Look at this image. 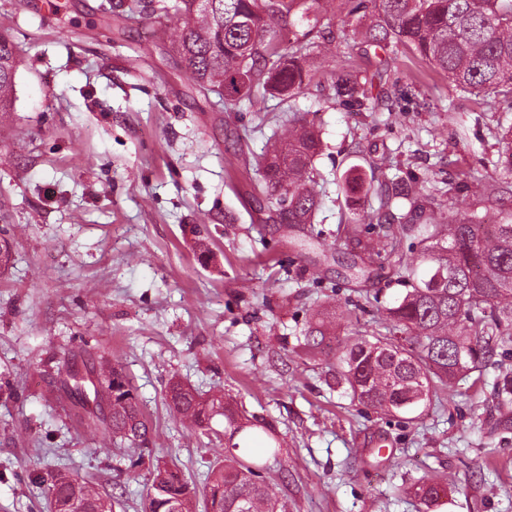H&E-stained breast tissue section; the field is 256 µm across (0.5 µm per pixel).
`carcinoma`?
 Returning <instances> with one entry per match:
<instances>
[{"mask_svg": "<svg viewBox=\"0 0 512 512\" xmlns=\"http://www.w3.org/2000/svg\"><path fill=\"white\" fill-rule=\"evenodd\" d=\"M372 22L366 42L386 48L412 47L435 69L444 72L457 89L481 98L493 107L502 102L512 110V0H369ZM161 10L169 20V50L196 88L216 90L224 110H236L255 93L291 98L310 86L317 76L310 56L327 50L331 41L319 43L320 0H171ZM16 47L0 36V112L12 110L18 68ZM336 99L360 111L365 108L358 77L351 71L330 72ZM322 140L313 122L295 112L281 133L258 160L266 195L267 220L277 223L282 210L294 224H310L320 205V174L314 161ZM501 193L493 185L473 179L463 187L480 194L484 208L499 213L486 224L477 212L437 215L442 201L423 181L409 184L394 176L376 182L360 166L342 174V191L354 224L399 225L398 233L384 238L413 240L423 269L398 255L393 268L405 293L386 309L392 329L403 340L386 337L343 347L336 384L346 386L361 403L401 418L419 419L437 384L476 369L496 352L512 353V211L502 209L504 193L512 184V127L503 138L498 157L489 161ZM375 194L377 210L356 206L354 197ZM407 201L410 209L396 215L388 211L392 199ZM360 265L381 254L386 243L354 235ZM442 283L434 282L436 276ZM325 319L318 318L304 334V346L315 350L330 343ZM116 390L112 417L97 422L93 415L75 412L80 423L98 431L110 442L138 448L149 426L130 381L120 368L102 382ZM170 406L189 422L203 428L213 416H224V434L248 438L257 425L237 408L218 398L204 399L180 383L169 387ZM264 464L243 454L229 453L211 465L205 476V509L216 512H288L265 481ZM447 483L425 479L408 487L426 509L440 502ZM191 487L177 464L155 468L147 491L149 512H169L174 502L190 512ZM50 498L60 512H96L108 497L95 494L70 480L52 485Z\"/></svg>", "mask_w": 512, "mask_h": 512, "instance_id": "carcinoma-1", "label": "carcinoma"}]
</instances>
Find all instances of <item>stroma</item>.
I'll list each match as a JSON object with an SVG mask.
<instances>
[{
  "label": "stroma",
  "instance_id": "stroma-1",
  "mask_svg": "<svg viewBox=\"0 0 512 512\" xmlns=\"http://www.w3.org/2000/svg\"><path fill=\"white\" fill-rule=\"evenodd\" d=\"M357 2L325 0L336 53L315 59L319 84L228 112L176 67L138 0H0V34L19 54L14 109L0 112V512H48L61 472L110 496L112 512H146L160 462L201 485L224 458V418L189 430L166 405L175 380L272 427L279 455L262 433L246 453L266 460L289 512H420L404 486L432 471L448 476L436 512H512V404L494 395L512 354L438 391L414 424L330 384L340 345L387 334L384 308L405 291L386 254L369 282L350 278L344 170L372 165L478 211L460 184L484 176L512 123L409 47L368 46ZM342 67L367 110L336 101L327 79ZM290 110L324 143L323 196L305 225L268 222L260 173L236 156L259 159ZM319 312L333 339L310 352L304 329ZM89 354L96 372L129 375L143 450L67 417L57 363Z\"/></svg>",
  "mask_w": 512,
  "mask_h": 512
}]
</instances>
